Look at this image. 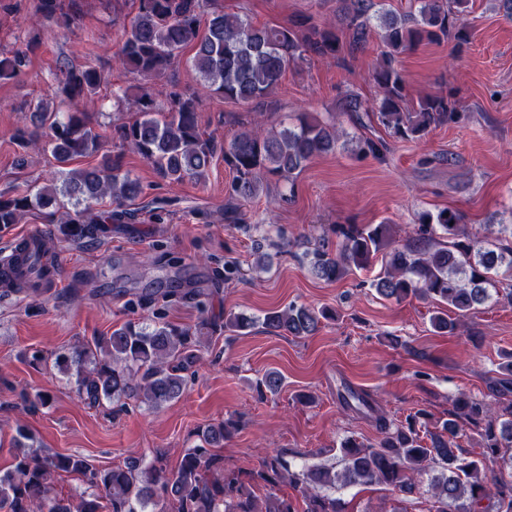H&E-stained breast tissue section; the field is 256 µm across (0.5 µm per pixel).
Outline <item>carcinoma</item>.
Segmentation results:
<instances>
[{"mask_svg":"<svg viewBox=\"0 0 512 512\" xmlns=\"http://www.w3.org/2000/svg\"><path fill=\"white\" fill-rule=\"evenodd\" d=\"M133 16L122 23L118 62L138 79L135 93L112 91L113 105H129L135 117L113 129L110 140L140 155L160 180L201 182L217 153L233 173L229 201L249 200L268 190L274 176L294 193L297 175L316 157L336 151V127L300 115L271 128L241 125L232 138L219 144L201 131L200 101L216 95L252 109L268 99L280 85L289 66L312 59L352 56L372 34L384 50L371 77L378 90L375 103L346 92L338 109L360 126L362 116L373 115L388 135L400 140H420L433 127L460 119L457 103L446 93L407 98V79L400 57L423 43H452L461 53L468 43L471 0H411L409 9L386 8V0H342L334 22L300 18L288 25H257L245 14H228L216 0H136ZM76 0H40L38 14L50 25L68 26L75 20ZM194 44L192 66L197 86L168 85L158 100L154 85L163 79L180 51ZM28 51L0 54V80L15 79L28 66ZM104 82L94 67H60L55 96L70 104L62 112L38 101L32 127H19L14 139L22 148L37 144V130H44V149L55 167L50 183L28 184L0 192V225L18 224L40 212L61 235L95 240L121 222L125 203L142 194L140 182L122 171L119 158L108 152L92 167L73 168L72 161L97 153L106 140L96 131L86 105ZM358 150L377 157L388 150L386 141L365 137ZM109 197L115 209H97ZM461 216L448 208L417 215L415 235L402 243L392 224H335L336 251L317 247L305 253L312 273L326 282L339 281L356 270L368 268L382 256L379 273L370 287L387 300L408 298L442 307L430 322L434 330L454 334L461 318L501 294L512 301V284L498 280L502 266L512 270V224H499L493 236L467 233ZM31 253L30 269L36 277L52 270L41 265L38 248L24 244ZM457 311L448 316L447 308ZM332 310L290 304L264 314L265 329L279 336H309L323 320L334 319ZM254 325V318L227 314L224 320L204 317L195 326L144 323L130 320L108 336L94 337L69 353L54 355L53 366L74 382L87 406L118 404L135 399L150 409L180 398L201 360V348L217 331L240 333ZM496 389L498 406L462 394L455 399L448 418L432 421L424 409L394 423L378 412L375 401L350 386L339 394L341 405L375 421L372 441L348 437L341 442L344 467L326 465L295 468L287 453L277 451L249 471L224 467L215 449L224 445L235 424L227 421L198 431L199 444L188 449L178 465L167 470L162 459L145 462L129 458L104 470H95L81 455L26 452L12 470L0 475V509L5 512H344L340 499L328 489L351 485H385L413 496L427 484L438 504L436 512H512V355L500 363ZM284 385L275 370L257 382L262 393L277 394ZM478 435L480 452L471 455L458 442L462 425ZM80 475L88 488L78 495L57 490L63 475ZM283 479L301 499L285 497L276 489ZM487 505H482V502Z\"/></svg>","mask_w":512,"mask_h":512,"instance_id":"cac0c4a2","label":"carcinoma"}]
</instances>
